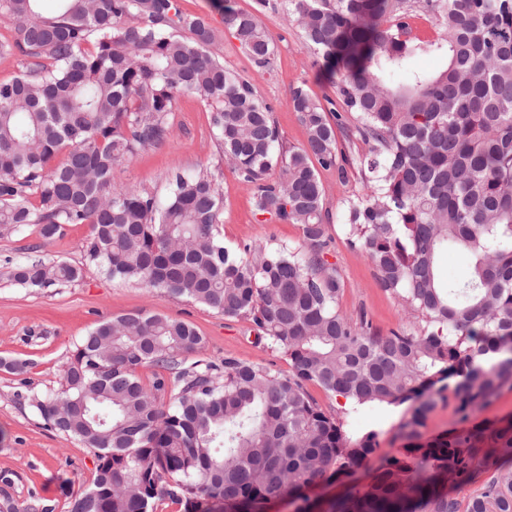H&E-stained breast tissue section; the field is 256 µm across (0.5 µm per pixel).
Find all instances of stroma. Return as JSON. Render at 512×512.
<instances>
[{
	"instance_id": "35a3bbf8",
	"label": "stroma",
	"mask_w": 512,
	"mask_h": 512,
	"mask_svg": "<svg viewBox=\"0 0 512 512\" xmlns=\"http://www.w3.org/2000/svg\"><path fill=\"white\" fill-rule=\"evenodd\" d=\"M257 12L274 40L275 59L271 73L257 71L240 43L224 27V5ZM184 14L200 16L215 31L211 51L230 71L249 80L258 96L271 108L284 149L305 144L307 131L291 103L294 88H304L325 111L339 115L338 147L349 161L344 168L320 170L324 207L330 215L332 239L329 260L338 267L344 282L340 308L348 314H365L380 332L401 325L405 318L397 301L379 284L365 255L350 245L343 215L348 200L368 194L359 159L368 147L362 141H347L345 133L357 123L347 110L336 83L317 65L312 47L285 9V0H179ZM171 135L159 146L139 151L120 165L112 189L144 190L165 198L175 171L211 169L223 196L220 230L231 249L244 244L298 245L299 225L264 220L258 215L251 186L225 165L216 141L210 114L196 96L184 95L169 114ZM90 228L85 224L66 227L63 235L44 240L37 226L0 236V358L25 362L23 372L0 370V489H6L20 504L46 506L48 512H70L72 500L94 478L95 449L46 427L28 397L58 389L63 371L81 337L112 318L144 312L192 324L205 341L202 358L219 363L231 356L248 363H261L280 371L289 366L281 355L259 343L246 320L230 318L182 297H171L143 286L107 277L101 270L83 264V244ZM41 254L82 267L77 282L33 290L15 283L10 273L27 256ZM310 393L324 412L344 420L347 427L376 430L377 451L352 474H339L317 482L306 491L312 512H327L331 502L343 497L353 484L370 483L382 460L403 457L401 427L410 415L409 404L383 411L368 407L348 412L343 398L318 386Z\"/></svg>"
}]
</instances>
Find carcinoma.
Segmentation results:
<instances>
[{"mask_svg": "<svg viewBox=\"0 0 512 512\" xmlns=\"http://www.w3.org/2000/svg\"><path fill=\"white\" fill-rule=\"evenodd\" d=\"M316 63L336 76L351 133L370 145V194L348 203L351 244L416 319L386 334L339 308L329 212L314 163L338 162L336 130L301 88L306 144L285 151L252 83L209 51L215 32L178 0H0L18 39L0 43L20 72L0 82V232L29 224L51 240L90 225L85 262L112 279L184 297L249 321L288 362L199 354L189 323L135 313L75 345L63 383L35 400L51 429L97 450L91 486L70 512H149L167 497L184 512H262L263 504L343 472L376 452V431L327 416L308 385L352 408L412 402L402 459L355 485L329 512H512V420L420 441L448 380L460 420L512 387V0H425L440 21L424 44L405 0H287ZM224 26L262 73L274 45L254 13L224 5ZM95 41H90L91 35ZM209 108L224 159L255 190L262 215L297 224L298 246L231 250L207 169L175 172L163 202L110 192L114 168L166 142L177 96ZM59 163H54L58 155ZM281 170V180L266 175ZM469 263L453 280L442 252ZM82 268L39 255L12 272L25 288L75 282ZM158 367L148 387L138 369ZM488 474L483 479L481 475ZM476 485L460 499L448 483Z\"/></svg>", "mask_w": 512, "mask_h": 512, "instance_id": "carcinoma-1", "label": "carcinoma"}]
</instances>
